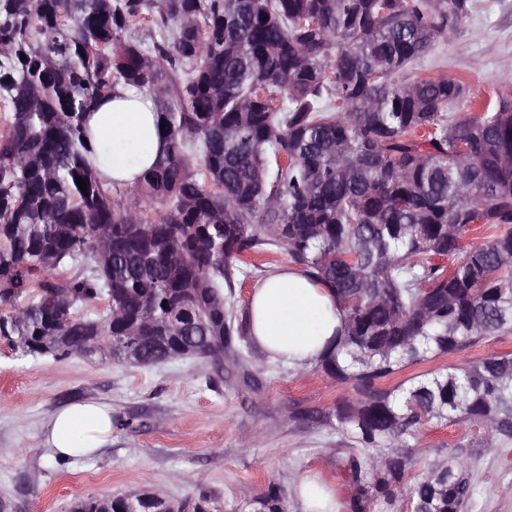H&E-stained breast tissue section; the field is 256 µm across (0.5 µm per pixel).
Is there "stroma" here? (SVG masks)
<instances>
[{
  "mask_svg": "<svg viewBox=\"0 0 512 512\" xmlns=\"http://www.w3.org/2000/svg\"><path fill=\"white\" fill-rule=\"evenodd\" d=\"M410 73L462 81L468 104L496 105L512 92V0H472L456 33ZM290 265L285 250L270 248L236 283L230 303L247 308L254 288ZM496 354H512V332L403 368L380 386ZM355 397L351 384L241 342L217 358L140 367L95 355L22 357L0 340V512H72L89 496L144 492L175 502L204 495L226 512L272 487L287 512H304L299 483L307 475L347 501L352 489L341 462L368 451L339 430L336 410ZM78 403L111 408L109 442L89 458L50 456L48 421ZM484 438L470 422L426 424L410 444V472L455 459L474 489L465 512H512V444L487 448Z\"/></svg>",
  "mask_w": 512,
  "mask_h": 512,
  "instance_id": "35a3bbf8",
  "label": "stroma"
}]
</instances>
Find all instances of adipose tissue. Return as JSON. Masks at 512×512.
Masks as SVG:
<instances>
[{
    "label": "adipose tissue",
    "mask_w": 512,
    "mask_h": 512,
    "mask_svg": "<svg viewBox=\"0 0 512 512\" xmlns=\"http://www.w3.org/2000/svg\"><path fill=\"white\" fill-rule=\"evenodd\" d=\"M156 120L154 101L122 84L88 116L93 147L112 144L111 161L98 164L106 186H134L162 154L165 141ZM249 314L253 340L269 355L297 367L312 365L344 322L334 293L294 269L276 272L255 288ZM111 435L109 407L71 405L51 419L44 444L57 457L87 456L103 448Z\"/></svg>",
    "instance_id": "ef3b65f1"
}]
</instances>
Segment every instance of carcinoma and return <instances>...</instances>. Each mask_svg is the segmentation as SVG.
Masks as SVG:
<instances>
[{"instance_id":"1","label":"carcinoma","mask_w":512,"mask_h":512,"mask_svg":"<svg viewBox=\"0 0 512 512\" xmlns=\"http://www.w3.org/2000/svg\"><path fill=\"white\" fill-rule=\"evenodd\" d=\"M470 2L0 0V339L144 367L215 356L252 342L224 289L282 246L343 307L315 367L353 383L336 419L371 449L344 462L350 512H460L473 488L458 462L410 480L395 449L430 422L512 442V355L377 382L512 332V96L456 116L461 82L398 81ZM117 84L166 123L124 193L87 158L85 116ZM483 225L495 232L463 245ZM178 508L213 512L205 496ZM230 512L286 510L271 489Z\"/></svg>"}]
</instances>
